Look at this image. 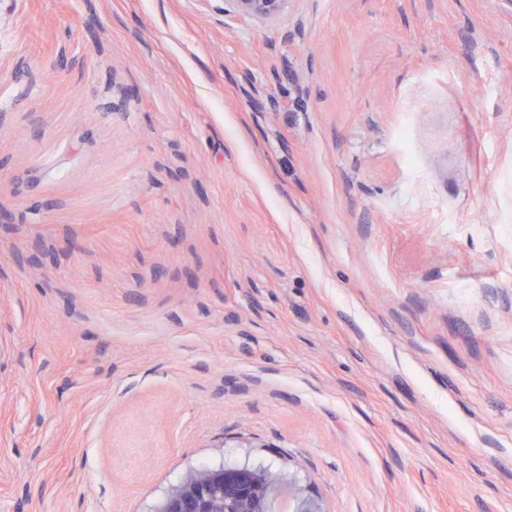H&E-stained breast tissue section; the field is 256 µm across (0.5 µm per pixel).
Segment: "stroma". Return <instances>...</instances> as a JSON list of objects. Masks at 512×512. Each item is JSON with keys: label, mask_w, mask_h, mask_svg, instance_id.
Returning <instances> with one entry per match:
<instances>
[{"label": "stroma", "mask_w": 512, "mask_h": 512, "mask_svg": "<svg viewBox=\"0 0 512 512\" xmlns=\"http://www.w3.org/2000/svg\"><path fill=\"white\" fill-rule=\"evenodd\" d=\"M244 461L512 512L505 0H0V512ZM230 2L238 12L268 22L281 15L286 0H230Z\"/></svg>", "instance_id": "stroma-1"}]
</instances>
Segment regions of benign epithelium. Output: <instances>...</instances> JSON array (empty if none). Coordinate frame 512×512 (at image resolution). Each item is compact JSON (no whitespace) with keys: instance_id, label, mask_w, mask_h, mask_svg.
<instances>
[{"instance_id":"benign-epithelium-1","label":"benign epithelium","mask_w":512,"mask_h":512,"mask_svg":"<svg viewBox=\"0 0 512 512\" xmlns=\"http://www.w3.org/2000/svg\"><path fill=\"white\" fill-rule=\"evenodd\" d=\"M235 9L260 21L277 19L286 0H230ZM279 482L248 463L189 473L157 512H274Z\"/></svg>"}]
</instances>
